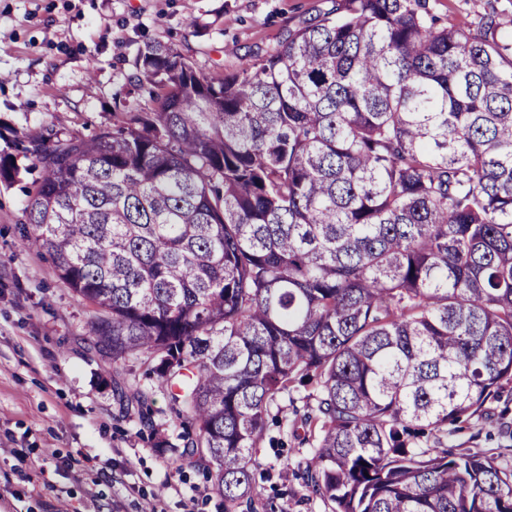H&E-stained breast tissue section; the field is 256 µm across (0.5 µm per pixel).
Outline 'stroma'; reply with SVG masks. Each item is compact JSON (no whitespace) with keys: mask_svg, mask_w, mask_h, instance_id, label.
<instances>
[{"mask_svg":"<svg viewBox=\"0 0 512 512\" xmlns=\"http://www.w3.org/2000/svg\"><path fill=\"white\" fill-rule=\"evenodd\" d=\"M322 0H0V512H224L205 463L181 460L182 432L163 393L152 427L114 394L123 374L91 349L89 304L51 276L49 258L20 235L24 190L35 179L13 130L91 136L123 111L117 93L149 104L130 78L139 47L162 41L205 72L236 69L276 47ZM512 17V0H435L445 25L477 22L486 4ZM127 100V101H128ZM268 427L257 450L258 512H328L295 476L307 447L279 446ZM458 448L512 466V414L472 420Z\"/></svg>","mask_w":512,"mask_h":512,"instance_id":"35a3bbf8","label":"stroma"}]
</instances>
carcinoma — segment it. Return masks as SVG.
Segmentation results:
<instances>
[{
	"mask_svg": "<svg viewBox=\"0 0 512 512\" xmlns=\"http://www.w3.org/2000/svg\"><path fill=\"white\" fill-rule=\"evenodd\" d=\"M324 2L219 76L146 44L133 82L166 93L110 130L13 132L21 234L90 347L152 365L225 512H255L274 408L330 512H512V470L448 445L512 402V38L493 8ZM489 0H436L435 10L445 25H464L477 22Z\"/></svg>",
	"mask_w": 512,
	"mask_h": 512,
	"instance_id": "carcinoma-1",
	"label": "carcinoma"
}]
</instances>
